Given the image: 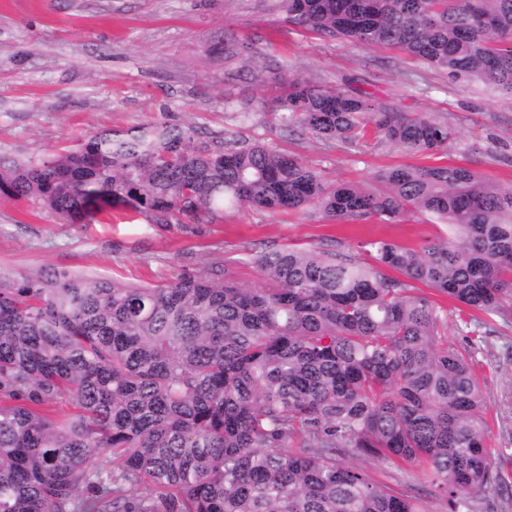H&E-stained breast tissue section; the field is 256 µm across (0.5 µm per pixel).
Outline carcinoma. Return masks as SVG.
Segmentation results:
<instances>
[{
	"label": "carcinoma",
	"instance_id": "obj_1",
	"mask_svg": "<svg viewBox=\"0 0 512 512\" xmlns=\"http://www.w3.org/2000/svg\"><path fill=\"white\" fill-rule=\"evenodd\" d=\"M285 26L397 48L512 97V0H271ZM486 19L477 26L473 14ZM249 47L224 40V59ZM261 111L316 139L372 132L410 155L454 132L363 90L285 73ZM0 195L66 224L114 209L154 226L224 210H311L332 222L397 223L428 212L448 237L406 246L258 253L266 285L219 270L139 286L54 267L0 275V512H450L502 481L472 351L448 344V308L512 314V186L457 165L391 166L331 182L262 142L200 145L154 123L101 130L44 159L0 157ZM70 412L55 416L58 407ZM301 436V446L289 441ZM395 459L397 490L347 463Z\"/></svg>",
	"mask_w": 512,
	"mask_h": 512
}]
</instances>
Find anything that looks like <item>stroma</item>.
Wrapping results in <instances>:
<instances>
[{
  "label": "stroma",
  "mask_w": 512,
  "mask_h": 512,
  "mask_svg": "<svg viewBox=\"0 0 512 512\" xmlns=\"http://www.w3.org/2000/svg\"><path fill=\"white\" fill-rule=\"evenodd\" d=\"M268 0H0V155L28 160L66 150L105 129L167 122L199 142L266 143L321 169L328 180L367 182L383 166L452 163L512 186V97L387 47L361 49L293 29L277 30ZM252 45L253 57L224 58V40ZM326 86H352L407 112L447 119V153L409 155L366 137L347 146L298 127L271 126L259 110L282 67ZM233 111H225V101ZM248 111L240 123L235 111ZM434 215L398 224L371 219L330 224L316 214L229 210L211 224L163 230L113 211L66 224L32 202L0 198V272L55 267L133 284H163L222 269L246 287L264 280L255 252L286 245L357 252L385 238L415 246L446 237ZM471 363L483 385L496 465L512 486V319L492 317Z\"/></svg>",
  "instance_id": "35a3bbf8"
}]
</instances>
